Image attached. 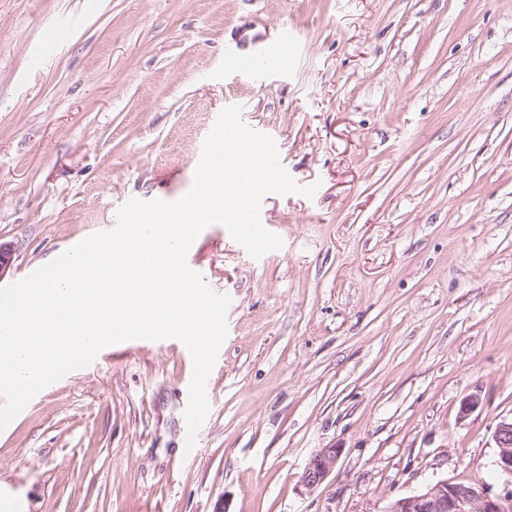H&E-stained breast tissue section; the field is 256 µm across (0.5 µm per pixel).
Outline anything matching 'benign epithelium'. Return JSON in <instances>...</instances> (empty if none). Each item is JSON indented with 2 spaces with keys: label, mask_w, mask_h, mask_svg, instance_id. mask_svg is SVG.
Here are the masks:
<instances>
[{
  "label": "benign epithelium",
  "mask_w": 512,
  "mask_h": 512,
  "mask_svg": "<svg viewBox=\"0 0 512 512\" xmlns=\"http://www.w3.org/2000/svg\"><path fill=\"white\" fill-rule=\"evenodd\" d=\"M497 448L494 466L498 473L512 478V418L502 419L494 431ZM343 452L334 446L317 450L303 474L304 486L314 490L333 472ZM383 512H512V490L494 495L454 480L442 479L423 491L390 502Z\"/></svg>",
  "instance_id": "1"
}]
</instances>
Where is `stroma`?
I'll list each match as a JSON object with an SVG mask.
<instances>
[{"mask_svg":"<svg viewBox=\"0 0 512 512\" xmlns=\"http://www.w3.org/2000/svg\"><path fill=\"white\" fill-rule=\"evenodd\" d=\"M58 22L64 47L33 64ZM284 28L294 69L231 68ZM230 105L317 190L263 198L283 245L261 258L218 223L194 242L231 298L196 457L184 343L108 350L0 430V512H383L445 478L512 490L493 465L512 416V0H0V286L130 199L184 196ZM341 454V448L336 446L317 450L309 459L304 471V486L309 490L321 486L335 469Z\"/></svg>","mask_w":512,"mask_h":512,"instance_id":"1","label":"stroma"}]
</instances>
